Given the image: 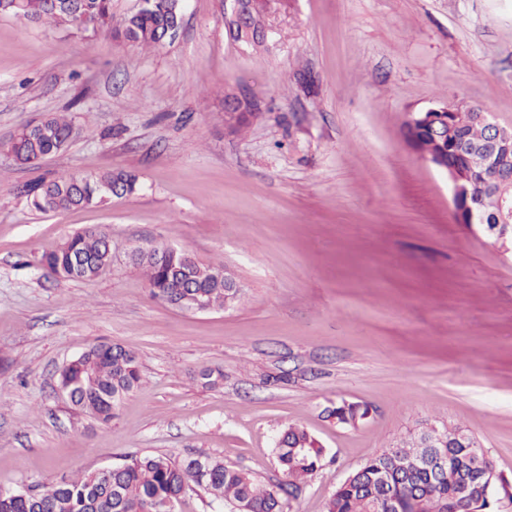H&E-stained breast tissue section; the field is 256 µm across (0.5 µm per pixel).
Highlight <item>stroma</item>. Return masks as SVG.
<instances>
[{"label":"stroma","instance_id":"obj_1","mask_svg":"<svg viewBox=\"0 0 512 512\" xmlns=\"http://www.w3.org/2000/svg\"><path fill=\"white\" fill-rule=\"evenodd\" d=\"M230 0H184L152 49L0 15V141L49 114L77 137L18 166L0 154V488L48 485L125 455L218 457L269 482L285 425L326 457L298 512H324L375 451L461 426L512 483V253L459 224L447 174L409 145L412 114L464 104L512 128V0H279L265 41H235ZM257 113L233 131L224 105ZM124 170L140 188L63 213L40 177ZM105 228L112 264L45 275L68 235ZM184 249L242 287L190 313L153 298L135 249ZM117 343L141 383L102 423L62 367ZM223 373L205 385L203 370ZM367 405L358 426L328 416Z\"/></svg>","mask_w":512,"mask_h":512}]
</instances>
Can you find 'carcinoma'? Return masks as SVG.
Returning <instances> with one entry per match:
<instances>
[{
  "label": "carcinoma",
  "instance_id": "cac0c4a2",
  "mask_svg": "<svg viewBox=\"0 0 512 512\" xmlns=\"http://www.w3.org/2000/svg\"><path fill=\"white\" fill-rule=\"evenodd\" d=\"M178 8L176 0H160L158 5L139 7L114 26L112 0H0L1 15L50 24L69 34L106 31L117 40L144 48L157 46L176 33ZM453 109L448 140L436 141L428 128L420 127L414 132L418 141L414 149L446 158L462 177L479 174L485 171L481 156L455 151L458 140L477 142L483 138V128L473 120L477 109L457 104ZM75 134L72 121L51 115L0 142V151L15 164L26 166L33 158L43 160L58 153ZM138 188L136 175L108 171L42 177L23 186L21 194L32 209L47 213L103 205ZM132 259L143 269L152 295L162 302L179 300L180 289L172 275L183 271L211 310H221L241 296V291L224 287V281L215 277L218 265L199 263L184 250L153 247L136 251ZM111 262L108 234L90 227L44 254L41 265L47 274L58 278L91 281ZM140 381L136 357L107 343L90 347L60 374L72 405L102 423L112 419L118 404ZM462 433L459 426L448 429L450 462L457 466L466 455L484 452L476 442L471 448L455 447ZM423 439L421 435L371 454L336 488L326 512H453L452 501L462 496V487L414 467L426 453ZM275 454L284 476L276 484L216 457L176 461L160 454L132 455L111 466L106 474L95 470L65 475L52 485H37L24 492L0 488V512H169V505L177 504L196 487L222 503L225 512H293L291 501L319 467L324 448L306 429L289 425L278 436Z\"/></svg>",
  "mask_w": 512,
  "mask_h": 512
}]
</instances>
